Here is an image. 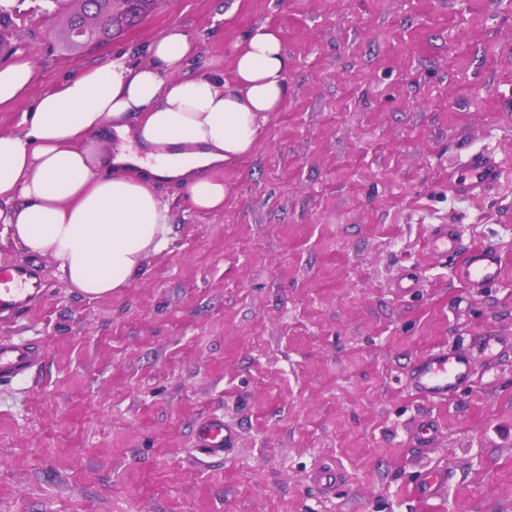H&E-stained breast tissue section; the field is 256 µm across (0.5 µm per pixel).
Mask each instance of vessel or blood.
Wrapping results in <instances>:
<instances>
[{
    "label": "vessel or blood",
    "instance_id": "obj_1",
    "mask_svg": "<svg viewBox=\"0 0 512 512\" xmlns=\"http://www.w3.org/2000/svg\"><path fill=\"white\" fill-rule=\"evenodd\" d=\"M497 162L482 152L469 154L461 163L448 169V187L458 196L485 193L500 179ZM430 250L441 257H460L455 269L458 280L471 288H484L495 283L501 273V257L495 247H475L462 242L452 225L435 226L428 237ZM43 291L38 271L29 265H0V316L18 317L28 312L32 302ZM512 347L505 336L477 337L474 347L452 350L438 349L422 358L411 370L408 385L422 398L444 401L458 395L474 377V356L491 359L500 351ZM42 357L35 341H0V381L9 382L28 373ZM239 432L213 415L197 428L196 445L208 459L223 458L235 448Z\"/></svg>",
    "mask_w": 512,
    "mask_h": 512
}]
</instances>
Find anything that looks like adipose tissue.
I'll return each instance as SVG.
<instances>
[{"label":"adipose tissue","instance_id":"adipose-tissue-1","mask_svg":"<svg viewBox=\"0 0 512 512\" xmlns=\"http://www.w3.org/2000/svg\"><path fill=\"white\" fill-rule=\"evenodd\" d=\"M195 41L170 27L151 64L115 57L66 78L0 134V222L31 258L53 260L68 287L97 299L128 287L170 243V210L156 181L180 182L192 206L221 208L209 167L248 155L288 93V60L260 26L235 59V80L181 76ZM35 78L30 59L0 67V109Z\"/></svg>","mask_w":512,"mask_h":512}]
</instances>
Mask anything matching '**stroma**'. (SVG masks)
I'll use <instances>...</instances> for the list:
<instances>
[{"label": "stroma", "instance_id": "obj_1", "mask_svg": "<svg viewBox=\"0 0 512 512\" xmlns=\"http://www.w3.org/2000/svg\"><path fill=\"white\" fill-rule=\"evenodd\" d=\"M10 4L32 100L116 55L149 63L173 25L198 45L185 75L226 81L251 30H274L288 96L247 156L209 169L221 209L158 183L171 244L129 287L91 300L40 260L42 298L0 321L45 350L0 385V512H512V350L476 358L448 402L406 387L431 350L512 336V0H156L78 52L43 0ZM475 151L501 178L462 200L448 168ZM436 224L496 247L499 280L460 283L427 245ZM214 413L240 440L204 462ZM430 471L447 482L426 501Z\"/></svg>", "mask_w": 512, "mask_h": 512}]
</instances>
